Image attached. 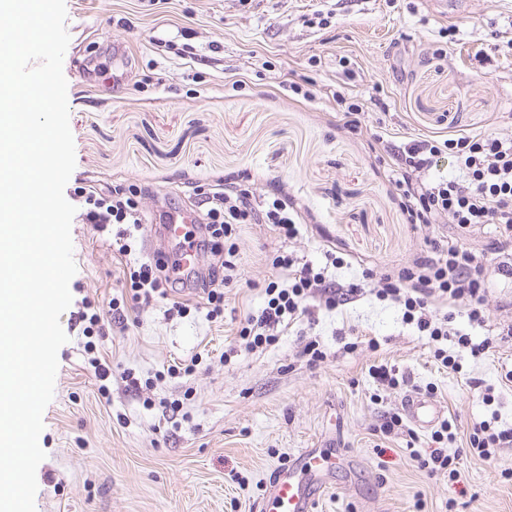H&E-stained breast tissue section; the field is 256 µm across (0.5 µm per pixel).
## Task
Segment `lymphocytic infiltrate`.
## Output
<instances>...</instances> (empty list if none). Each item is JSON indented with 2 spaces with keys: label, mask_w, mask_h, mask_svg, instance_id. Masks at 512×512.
<instances>
[{
  "label": "lymphocytic infiltrate",
  "mask_w": 512,
  "mask_h": 512,
  "mask_svg": "<svg viewBox=\"0 0 512 512\" xmlns=\"http://www.w3.org/2000/svg\"><path fill=\"white\" fill-rule=\"evenodd\" d=\"M392 155L393 181L405 201L406 222L419 227L449 224L457 230V237L427 239V249L415 268L395 275L367 270L362 283L346 285L332 276L333 270L345 264L335 253L326 252L324 265L317 267L293 251L279 249L272 259L277 275L265 285L263 307L239 322L237 334L248 351L261 352L275 345L286 328L315 324L320 310L354 302L362 294L363 282L369 281L377 300L398 305L403 322L435 342L433 358L442 367L456 372L462 368L460 353L475 359L489 353L492 339L473 342L452 323L460 312L470 325L486 326L485 298L490 286L512 284V136L435 131L393 146ZM447 156L455 159L457 175L439 174L438 163ZM199 196L201 218L186 233L184 243L210 255L207 271H181L173 256L135 262L123 272L121 297L94 305L92 313L81 316L84 351L102 397L110 395L112 370L104 358L96 356L93 337L105 323L125 322L129 305H148L159 299L168 301V315L202 309L209 321H217L224 316V286L237 269L238 226L269 224L288 241L299 233L297 213L278 196L221 187L200 190ZM73 201L83 223L93 225L98 233L117 226L112 247L121 255L131 254L134 233L146 221L140 187L100 188L81 182L73 190ZM489 225L494 237L488 250L479 252L459 243L460 235L480 232ZM450 339L457 353L442 348V341ZM509 445L512 429L498 428L490 419L473 426L467 452L493 460L500 448Z\"/></svg>",
  "instance_id": "obj_1"
}]
</instances>
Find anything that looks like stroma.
I'll return each mask as SVG.
<instances>
[{"label": "stroma", "mask_w": 512, "mask_h": 512, "mask_svg": "<svg viewBox=\"0 0 512 512\" xmlns=\"http://www.w3.org/2000/svg\"><path fill=\"white\" fill-rule=\"evenodd\" d=\"M66 9L73 179L137 185L152 216L172 203L196 209V185L250 174L253 192L280 190L296 205L300 233L290 249L317 266L336 251L346 261L335 272L343 284L359 282L367 268L411 264L425 232L404 223L389 167L368 135L344 126L334 91L347 85L366 96L382 86L389 113L369 112L365 123L385 118L407 138L442 128L512 135V0H466L446 16L430 0H66ZM319 9L330 13L329 28L309 23ZM122 17L130 28L118 27ZM450 26L456 35L448 41L440 32ZM186 44L193 57H182ZM433 46L445 49L443 59L427 61ZM116 47L129 60L118 94L88 71L92 63L111 68ZM343 56L355 77L340 66ZM145 75L151 85L135 89ZM305 79L309 100L288 90ZM154 230L143 225L126 257L92 225L72 222L77 272L60 317L68 341L43 413L36 512H261L272 472L304 448L349 459L315 512H512V479L501 475L512 468V447L494 464L462 453L475 423L494 416L499 428H512V384L500 378L512 344L480 360L462 356V373H453L434 363L431 343L403 324L396 305L367 292L321 311L316 326H293L275 346L247 352L236 321L262 306L281 246L266 224L239 228L224 321L201 310L171 317L155 301L95 337L112 365L111 396L102 398L86 364L81 302L118 293L128 258L147 256V240L173 252ZM486 307V327L462 316L455 327L479 342L512 322V288H491ZM351 331L376 338L379 349L345 350L340 335ZM311 340L328 354L314 366L299 356ZM196 354L203 360L194 375L166 376ZM377 363L404 372L408 390L431 395L455 419L448 449L458 454L457 480L421 467L434 446L430 432L377 436L406 392H378L369 373ZM127 371L139 390L127 387ZM483 388L493 403L483 402ZM175 399L180 412L164 418L162 402Z\"/></svg>", "instance_id": "1"}]
</instances>
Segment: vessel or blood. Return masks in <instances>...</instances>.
<instances>
[{
	"instance_id": "vessel-or-blood-1",
	"label": "vessel or blood",
	"mask_w": 512,
	"mask_h": 512,
	"mask_svg": "<svg viewBox=\"0 0 512 512\" xmlns=\"http://www.w3.org/2000/svg\"><path fill=\"white\" fill-rule=\"evenodd\" d=\"M197 220L196 212L181 210L166 222L165 236L177 239L188 225ZM403 411L418 429L426 430L438 423L443 411L429 396L412 393L403 401ZM344 463L314 448L302 450L295 463L279 467L273 474L263 512H314L317 491L332 485V479Z\"/></svg>"
}]
</instances>
